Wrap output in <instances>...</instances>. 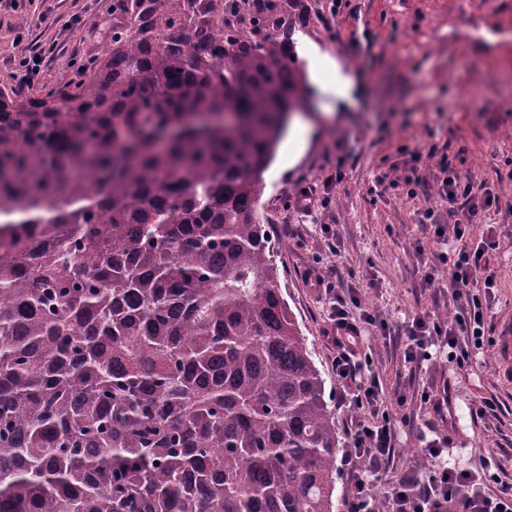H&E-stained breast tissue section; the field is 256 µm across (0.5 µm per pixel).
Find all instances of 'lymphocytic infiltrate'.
I'll use <instances>...</instances> for the list:
<instances>
[{"label":"lymphocytic infiltrate","instance_id":"lymphocytic-infiltrate-1","mask_svg":"<svg viewBox=\"0 0 512 512\" xmlns=\"http://www.w3.org/2000/svg\"><path fill=\"white\" fill-rule=\"evenodd\" d=\"M442 193L452 204H459L461 216L451 224L435 225V237L448 240L452 250L447 259L448 289L460 306L450 321H442L423 313L412 320L404 350L405 362L420 364L428 360L433 346L450 348L458 365H465L476 351L481 350L488 334L489 298L492 294L491 271L486 259L489 250L497 246L496 229L487 225L480 242L469 244L470 226L480 212L496 206L498 197L492 191L476 193V181L459 174L451 165H444ZM345 299L333 304L331 319L339 353L335 359L336 376L340 381L360 380L359 392L343 399L348 411L364 406H377L379 392L373 380H362L368 363L358 361L357 349L367 328L388 332L387 321L365 314L363 324H355L346 310ZM395 431L389 417L368 424L356 422L352 436V453L347 458L351 467L353 490L350 512H366L369 505V478L380 472L394 454ZM422 475L405 474L393 483L388 500V512H512V494H487L478 489L475 477L442 465L439 448H427Z\"/></svg>","mask_w":512,"mask_h":512}]
</instances>
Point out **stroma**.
Wrapping results in <instances>:
<instances>
[{
  "mask_svg": "<svg viewBox=\"0 0 512 512\" xmlns=\"http://www.w3.org/2000/svg\"><path fill=\"white\" fill-rule=\"evenodd\" d=\"M93 0H0V87L22 88L21 58L44 51L40 88L71 77L75 64L101 53L112 35V17L101 13L85 25ZM314 10L301 45H311L355 72L358 90L349 103L332 104L333 120L322 115V98L312 93L303 114L316 125L306 146L285 139L264 175L261 212L275 240L281 288L301 324L330 393L331 406L348 456L351 418L373 422L371 410L349 415L341 408L345 385L336 377V347L327 339L336 297L348 298L350 317L364 313L388 321L392 333L365 335L361 356L369 358L380 399L392 416L395 451L370 493L385 501L393 481L420 470L422 450L447 438L441 461L474 473H494L492 491L512 493V386L496 375L495 355L485 348L469 365L451 361L445 348L415 366L404 360L405 335L415 315L431 312L453 319L456 308L444 288L422 284L421 260L437 265L447 241L420 226L433 208L440 223H453L442 196L443 162L459 173L485 180L499 198L497 208L471 227L480 239L496 227L498 246L488 254L497 275L490 321L512 317V0H345L331 16L329 0H312ZM83 23L69 27L72 15ZM29 25H20V18ZM498 34L486 43L483 32ZM421 148L423 159L411 151ZM418 179L410 188L404 176ZM311 191V211L298 208ZM330 226L326 239L322 226ZM341 275L334 292L314 278ZM451 386L450 407L422 402V390ZM405 404H398V397ZM492 402V415L472 410Z\"/></svg>",
  "mask_w": 512,
  "mask_h": 512,
  "instance_id": "1",
  "label": "stroma"
}]
</instances>
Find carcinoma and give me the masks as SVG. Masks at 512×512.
I'll list each match as a JSON object with an SVG mask.
<instances>
[{"label": "carcinoma", "mask_w": 512, "mask_h": 512, "mask_svg": "<svg viewBox=\"0 0 512 512\" xmlns=\"http://www.w3.org/2000/svg\"><path fill=\"white\" fill-rule=\"evenodd\" d=\"M308 2L112 0L77 78L0 87V512H336L259 213Z\"/></svg>", "instance_id": "obj_1"}]
</instances>
